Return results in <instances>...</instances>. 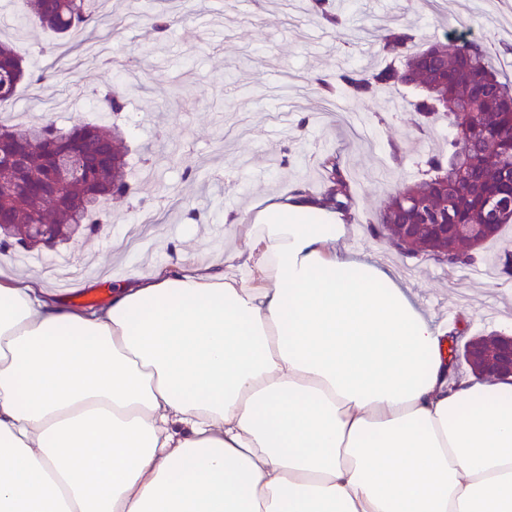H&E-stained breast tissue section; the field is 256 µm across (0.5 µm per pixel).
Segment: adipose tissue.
Returning a JSON list of instances; mask_svg holds the SVG:
<instances>
[{"instance_id":"ef3b65f1","label":"adipose tissue","mask_w":512,"mask_h":512,"mask_svg":"<svg viewBox=\"0 0 512 512\" xmlns=\"http://www.w3.org/2000/svg\"><path fill=\"white\" fill-rule=\"evenodd\" d=\"M89 309L0 273V512H512V383L301 186Z\"/></svg>"}]
</instances>
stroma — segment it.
Returning a JSON list of instances; mask_svg holds the SVG:
<instances>
[{"mask_svg": "<svg viewBox=\"0 0 512 512\" xmlns=\"http://www.w3.org/2000/svg\"><path fill=\"white\" fill-rule=\"evenodd\" d=\"M340 2L342 29L321 24L307 0H151L142 9L131 0H96L95 9L121 25L57 42L22 23L23 0H0V36L21 47L28 72L49 76L39 101L29 98L30 82L19 85L13 111L23 122H40L51 106L65 128L78 117L96 120L106 92L125 100L113 120L127 148L131 189L107 201L104 232L78 235L55 252L35 249L43 274L82 263L89 249L147 271L175 261L185 245L223 261L224 246L209 228L296 184L322 192L318 160L337 151L355 189L348 248L392 266L438 317L462 321L458 343L512 334V279L493 269L496 255L512 247V224L484 244L482 262L453 271L403 258L370 231L392 188L416 176L414 159L441 148L447 121L425 128L405 86L356 102L343 94L323 98L318 85L336 82L347 67L382 66L377 33L384 28L407 24L426 40L455 28L498 44L512 34V13L486 0H447L440 16L421 0ZM161 9L170 26L159 38L152 18ZM86 69L93 78L84 96H70L75 75ZM395 149L402 164L390 159ZM145 211L154 218L146 229L139 224Z\"/></svg>", "mask_w": 512, "mask_h": 512, "instance_id": "1", "label": "stroma"}]
</instances>
